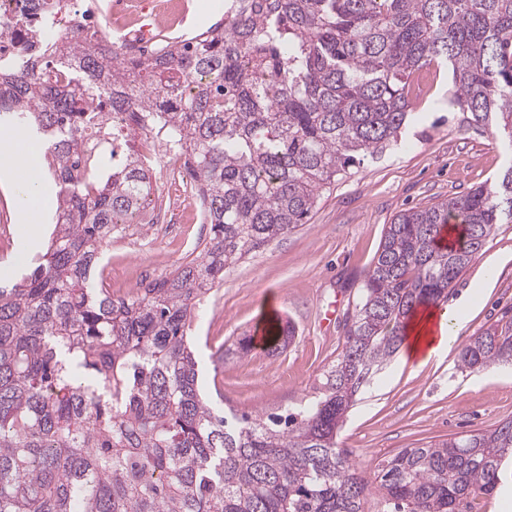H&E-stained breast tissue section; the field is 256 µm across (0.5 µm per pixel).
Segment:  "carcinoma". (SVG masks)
<instances>
[{"label":"carcinoma","instance_id":"1","mask_svg":"<svg viewBox=\"0 0 512 512\" xmlns=\"http://www.w3.org/2000/svg\"><path fill=\"white\" fill-rule=\"evenodd\" d=\"M62 0H26L33 35ZM444 64L451 104L512 148V0H227L224 18L134 64L106 34L72 44L80 82L0 65V128L43 142L60 187L20 282L0 288V512H459L512 483V420L404 448L369 482L336 436L415 311L448 289L498 224L512 165L492 183L399 213L367 272L342 351L312 402L285 417L220 413L202 394L192 322L224 271L308 221L322 192L398 140L410 77ZM156 119L186 158L211 224L194 259L116 297L94 281L112 238L144 223L151 168L133 134L112 172L84 163V88ZM461 365L512 364V317L470 337Z\"/></svg>","mask_w":512,"mask_h":512}]
</instances>
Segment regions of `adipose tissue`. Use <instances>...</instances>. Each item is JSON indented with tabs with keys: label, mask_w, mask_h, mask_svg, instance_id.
Wrapping results in <instances>:
<instances>
[{
	"label": "adipose tissue",
	"mask_w": 512,
	"mask_h": 512,
	"mask_svg": "<svg viewBox=\"0 0 512 512\" xmlns=\"http://www.w3.org/2000/svg\"><path fill=\"white\" fill-rule=\"evenodd\" d=\"M42 164L39 147L24 134L12 135L0 144V182L13 186L19 194L22 233L33 243L42 233L38 218L50 207ZM460 321L459 313L453 309L440 312L429 308L414 315L401 348L403 360L420 367L446 352L456 337Z\"/></svg>",
	"instance_id": "obj_1"
}]
</instances>
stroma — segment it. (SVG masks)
Here are the masks:
<instances>
[{
  "instance_id": "obj_1",
  "label": "stroma",
  "mask_w": 512,
  "mask_h": 512,
  "mask_svg": "<svg viewBox=\"0 0 512 512\" xmlns=\"http://www.w3.org/2000/svg\"><path fill=\"white\" fill-rule=\"evenodd\" d=\"M447 74L421 93L418 112L396 143L366 159L322 196L307 224L225 271L223 283L199 305L192 332L207 350L203 383L222 405L266 415L310 401L342 349L367 270L387 224L402 211L466 193L492 180L507 150L490 128L450 109ZM19 203L0 185V268L19 252ZM162 233L157 254L140 252L144 233ZM209 234L204 222L162 229L134 226L106 252L112 291L173 272ZM448 307L466 310L457 340L466 342L504 314L512 315V224L499 225L448 293ZM296 328L285 349V325ZM512 419V367L462 369L458 350L421 368L400 357L385 364L350 410L337 435L357 470L373 478L378 464L404 448L494 428Z\"/></svg>"
}]
</instances>
